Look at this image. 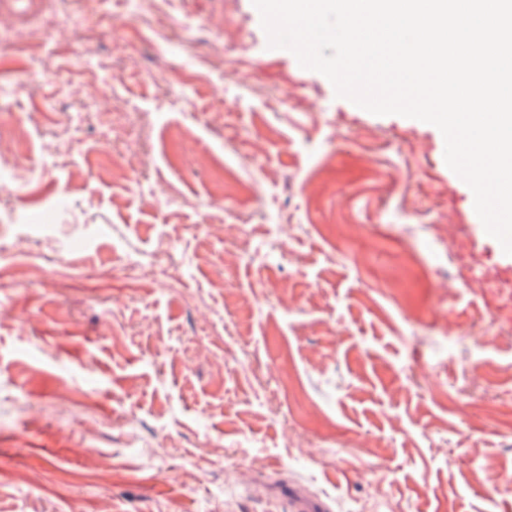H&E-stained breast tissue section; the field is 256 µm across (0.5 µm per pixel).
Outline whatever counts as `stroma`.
<instances>
[{
    "mask_svg": "<svg viewBox=\"0 0 512 512\" xmlns=\"http://www.w3.org/2000/svg\"><path fill=\"white\" fill-rule=\"evenodd\" d=\"M0 0V512H512V320L432 124L252 0ZM459 229L455 225H448V237L458 241L454 254L453 273L461 279H466L475 288L488 293L500 313L511 314L512 311V276L498 274L482 267L479 256L472 253L460 240Z\"/></svg>",
    "mask_w": 512,
    "mask_h": 512,
    "instance_id": "obj_1",
    "label": "stroma"
}]
</instances>
